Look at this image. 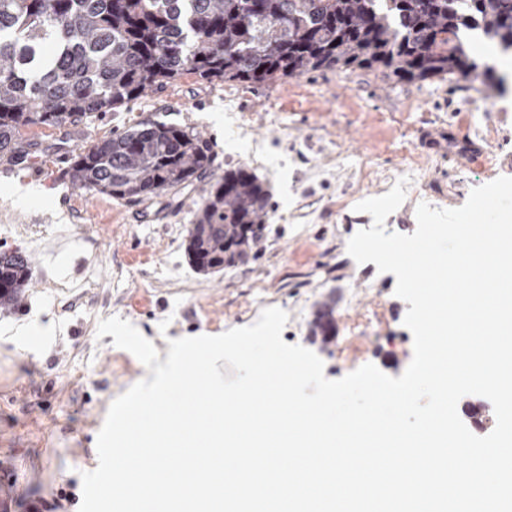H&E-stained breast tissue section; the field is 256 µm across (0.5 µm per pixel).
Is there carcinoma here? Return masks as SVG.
Listing matches in <instances>:
<instances>
[{
    "mask_svg": "<svg viewBox=\"0 0 512 512\" xmlns=\"http://www.w3.org/2000/svg\"><path fill=\"white\" fill-rule=\"evenodd\" d=\"M512 53V0H0V157L24 158L22 131L115 110L184 74L262 84L321 69L362 68L391 81L435 77L462 90L482 78L473 43ZM211 144L147 121L79 148L73 184L115 199H151L206 177ZM269 190L243 166L208 182L187 253L200 272L249 258L263 238ZM29 258L0 253V306L21 305Z\"/></svg>",
    "mask_w": 512,
    "mask_h": 512,
    "instance_id": "cac0c4a2",
    "label": "carcinoma"
}]
</instances>
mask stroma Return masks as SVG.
I'll return each instance as SVG.
<instances>
[{
	"label": "stroma",
	"instance_id": "1",
	"mask_svg": "<svg viewBox=\"0 0 512 512\" xmlns=\"http://www.w3.org/2000/svg\"><path fill=\"white\" fill-rule=\"evenodd\" d=\"M470 99L443 79L387 82L359 68L263 85L185 75L117 111L24 133L35 144L28 158L0 160V250L27 252L32 269L21 307L0 309V484L13 495V512L36 501L45 512H78L80 474L98 466L110 404L149 375L112 335L98 336L99 320L129 321L164 358L169 340L249 326L278 307L289 315L283 341L315 352L326 378L367 363L400 376L413 357L408 305L394 293L395 275L369 287L347 252L359 223L337 214V183L316 171L349 177L368 152L393 166L396 143L409 139L430 163L425 202L461 206L473 188L512 177V93L495 99L492 112H468ZM146 120L201 133L213 146V176L244 165L268 187L270 218L246 262L209 274L191 265L186 236L201 183L145 201L72 185L80 146ZM450 130L485 154L450 157ZM17 185L37 192L27 206L14 201ZM293 211L314 212L316 221H278ZM160 265L171 276L157 274ZM355 298L378 311L374 337L347 334Z\"/></svg>",
	"mask_w": 512,
	"mask_h": 512
}]
</instances>
